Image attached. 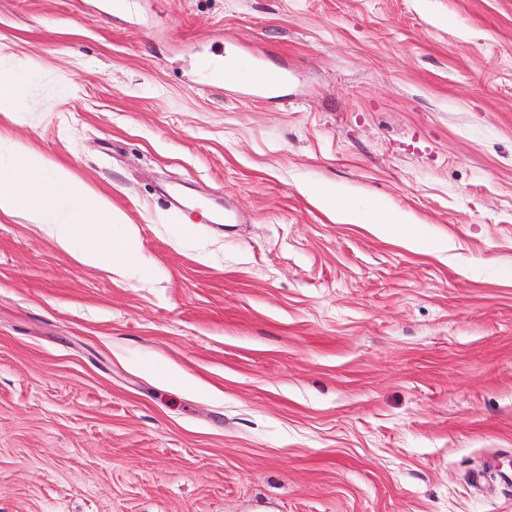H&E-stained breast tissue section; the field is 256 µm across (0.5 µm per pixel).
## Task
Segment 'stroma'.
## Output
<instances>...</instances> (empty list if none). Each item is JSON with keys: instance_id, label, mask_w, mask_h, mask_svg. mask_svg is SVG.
<instances>
[{"instance_id": "1", "label": "stroma", "mask_w": 512, "mask_h": 512, "mask_svg": "<svg viewBox=\"0 0 512 512\" xmlns=\"http://www.w3.org/2000/svg\"><path fill=\"white\" fill-rule=\"evenodd\" d=\"M1 57L131 242L0 216V512H512V0H0ZM341 218L348 224H371L385 234H393L410 224L407 214L402 212H366L350 208L342 211Z\"/></svg>"}]
</instances>
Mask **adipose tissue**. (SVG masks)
Here are the masks:
<instances>
[{
	"label": "adipose tissue",
	"mask_w": 512,
	"mask_h": 512,
	"mask_svg": "<svg viewBox=\"0 0 512 512\" xmlns=\"http://www.w3.org/2000/svg\"><path fill=\"white\" fill-rule=\"evenodd\" d=\"M0 165V215L23 216L64 253L89 267L119 270L126 243L112 237L125 213L67 168L53 166L21 142Z\"/></svg>",
	"instance_id": "obj_1"
}]
</instances>
